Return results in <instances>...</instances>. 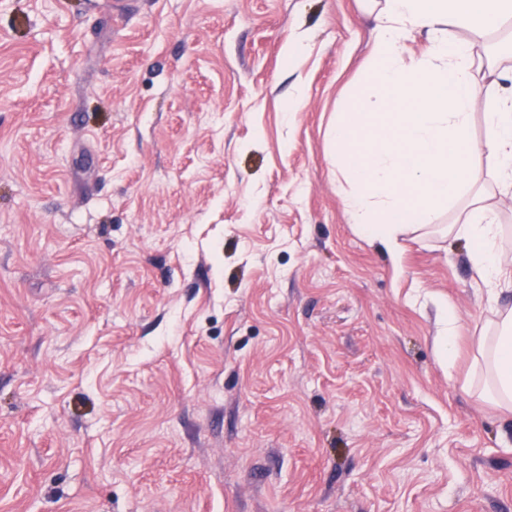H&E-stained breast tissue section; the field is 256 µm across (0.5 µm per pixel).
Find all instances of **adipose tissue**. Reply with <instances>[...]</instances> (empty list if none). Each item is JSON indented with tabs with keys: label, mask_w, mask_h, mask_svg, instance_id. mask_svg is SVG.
<instances>
[{
	"label": "adipose tissue",
	"mask_w": 512,
	"mask_h": 512,
	"mask_svg": "<svg viewBox=\"0 0 512 512\" xmlns=\"http://www.w3.org/2000/svg\"><path fill=\"white\" fill-rule=\"evenodd\" d=\"M373 21V64L352 110L336 118L332 161L346 183L351 223L397 264L401 236L438 228L473 182L476 150L485 152L501 193L512 196V89L494 93L486 139L475 147L468 106L483 68L457 38L463 28L483 36L512 24V0H385ZM417 31L427 33L429 47L405 59L400 47ZM448 230L469 242L473 269L496 302L499 288L512 285L496 212L472 198ZM476 349L490 359V401L512 412V310Z\"/></svg>",
	"instance_id": "obj_1"
}]
</instances>
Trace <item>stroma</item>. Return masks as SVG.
<instances>
[{
	"mask_svg": "<svg viewBox=\"0 0 512 512\" xmlns=\"http://www.w3.org/2000/svg\"><path fill=\"white\" fill-rule=\"evenodd\" d=\"M113 2L0 0V512H512V287L331 163L384 0ZM476 349L479 356L487 353L490 359V401L512 412V309L501 315L493 336L478 337ZM455 315L448 311L446 317V334L439 336V343L442 354L445 359H448V366L452 367L456 359V348L455 342L457 336H455Z\"/></svg>",
	"mask_w": 512,
	"mask_h": 512,
	"instance_id": "obj_1",
	"label": "stroma"
}]
</instances>
